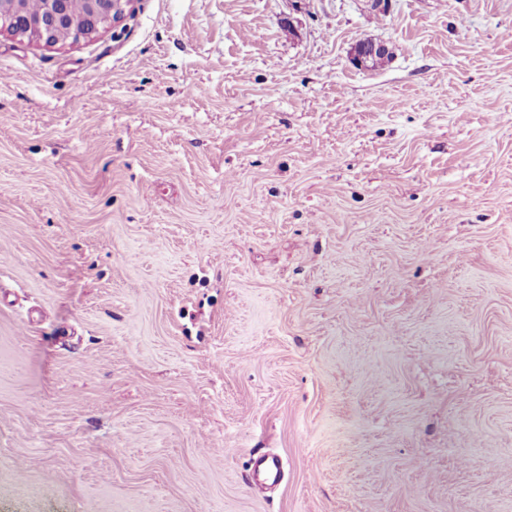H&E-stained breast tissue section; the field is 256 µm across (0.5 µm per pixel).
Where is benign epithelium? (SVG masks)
Wrapping results in <instances>:
<instances>
[{"instance_id": "1", "label": "benign epithelium", "mask_w": 512, "mask_h": 512, "mask_svg": "<svg viewBox=\"0 0 512 512\" xmlns=\"http://www.w3.org/2000/svg\"><path fill=\"white\" fill-rule=\"evenodd\" d=\"M136 0H87V13L83 23L73 22L68 11V0H46L44 12L31 17L25 13L21 0H11V8L4 11L0 7V25L11 33L30 40L57 44L62 41L60 34L69 32V39L77 42L96 34L107 25L118 27L133 12ZM390 54L389 47L382 42L362 41L353 52L352 61L359 67H368L380 56Z\"/></svg>"}]
</instances>
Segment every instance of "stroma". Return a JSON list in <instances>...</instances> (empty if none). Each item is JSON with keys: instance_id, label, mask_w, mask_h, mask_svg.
I'll list each match as a JSON object with an SVG mask.
<instances>
[{"instance_id": "35a3bbf8", "label": "stroma", "mask_w": 512, "mask_h": 512, "mask_svg": "<svg viewBox=\"0 0 512 512\" xmlns=\"http://www.w3.org/2000/svg\"><path fill=\"white\" fill-rule=\"evenodd\" d=\"M0 512H512V0L0 29ZM388 54H392V52L385 43L362 41L355 46L352 61L356 66L369 67L374 58Z\"/></svg>"}]
</instances>
